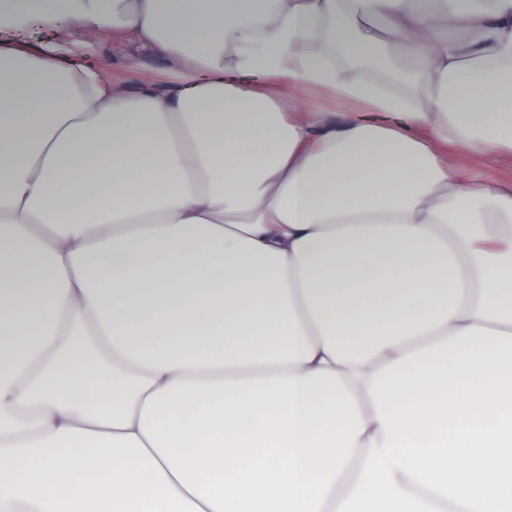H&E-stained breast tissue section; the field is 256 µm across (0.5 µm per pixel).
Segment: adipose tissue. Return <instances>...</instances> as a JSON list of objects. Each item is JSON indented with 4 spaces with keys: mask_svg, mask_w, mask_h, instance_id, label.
Segmentation results:
<instances>
[{
    "mask_svg": "<svg viewBox=\"0 0 512 512\" xmlns=\"http://www.w3.org/2000/svg\"><path fill=\"white\" fill-rule=\"evenodd\" d=\"M27 14L176 67L0 49V512H512V0ZM462 167L469 176L499 183L505 187L512 186L511 153L468 154L463 159Z\"/></svg>",
    "mask_w": 512,
    "mask_h": 512,
    "instance_id": "adipose-tissue-1",
    "label": "adipose tissue"
}]
</instances>
